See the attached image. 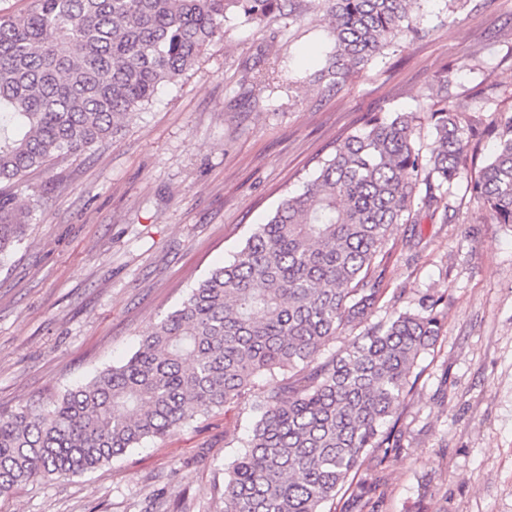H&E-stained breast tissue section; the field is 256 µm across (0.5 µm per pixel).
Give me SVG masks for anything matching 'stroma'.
Here are the masks:
<instances>
[{
	"label": "stroma",
	"instance_id": "obj_1",
	"mask_svg": "<svg viewBox=\"0 0 512 512\" xmlns=\"http://www.w3.org/2000/svg\"><path fill=\"white\" fill-rule=\"evenodd\" d=\"M295 15H232L224 36L121 131L26 178V231L0 265V412L44 407L130 355L190 288L232 259L375 111L424 114L440 78L477 124L512 105V0H419L401 34L342 87L318 79L330 41L323 0ZM296 79L271 80L279 65ZM466 166L448 217L396 225L377 319L441 297L442 332L399 425L403 446L357 481L374 512H512V225L479 210ZM268 378L239 403L187 421L95 471L0 497V512H148L154 499L219 512L224 473Z\"/></svg>",
	"mask_w": 512,
	"mask_h": 512
}]
</instances>
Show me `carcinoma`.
Here are the masks:
<instances>
[{
  "instance_id": "1",
  "label": "carcinoma",
  "mask_w": 512,
  "mask_h": 512,
  "mask_svg": "<svg viewBox=\"0 0 512 512\" xmlns=\"http://www.w3.org/2000/svg\"><path fill=\"white\" fill-rule=\"evenodd\" d=\"M288 2L33 0L22 15H0V264L25 230L18 191L28 172L112 137L194 65L227 15L262 20ZM326 2L332 39L319 76L336 87L412 28L416 4ZM467 107L430 110L428 156L415 147V113L371 114L126 362L46 407L0 413V496L164 439L277 371L286 377L268 384L227 469L222 512H327L363 466L383 468L401 448L418 359L441 331L439 297L371 322L393 226L413 222L416 203L448 222L440 205L475 137L494 148L472 195L496 223L512 224V115L481 129ZM347 327L359 333L325 354ZM367 495L358 486L339 512H363Z\"/></svg>"
}]
</instances>
